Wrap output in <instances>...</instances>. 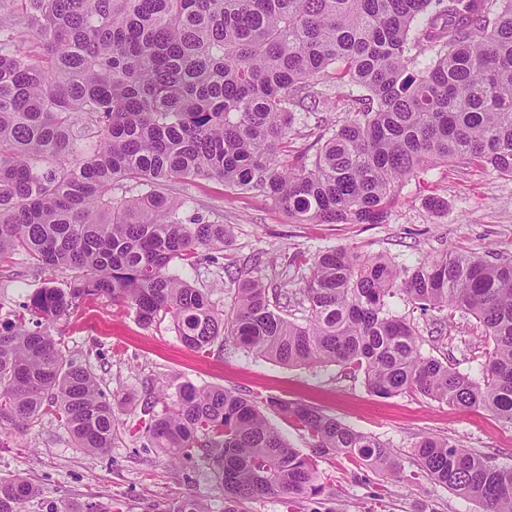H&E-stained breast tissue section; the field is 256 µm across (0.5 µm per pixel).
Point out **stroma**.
<instances>
[{
  "label": "stroma",
  "instance_id": "35a3bbf8",
  "mask_svg": "<svg viewBox=\"0 0 512 512\" xmlns=\"http://www.w3.org/2000/svg\"><path fill=\"white\" fill-rule=\"evenodd\" d=\"M315 118L297 112L287 152L279 160L295 163L314 156L347 116L341 93L324 87L312 105ZM192 211L231 228L221 264L186 269L195 287L208 291L218 308L229 309L234 292L229 274L242 270L268 286L295 290L310 270L306 258L343 247L362 256L381 255L401 268L445 251L485 259L512 258V176L451 163L409 177L385 222L380 224H293L263 196L242 194L224 183L192 181L171 185ZM447 201L429 210L428 197ZM67 277L51 269L34 270L24 255L0 261V320L13 317L26 297L44 286L65 287ZM395 308L419 329L423 353L450 360L461 372L479 373L491 348L481 325L460 312L435 330L439 311L421 312L398 299ZM68 359L87 365L110 394L117 437L111 450L94 454L77 448L54 414H44L23 431H0V478L23 476L38 489L25 512L69 506L77 512H152L158 501L193 493L221 512L224 495L205 468L177 467L138 438L133 411L145 385L176 388L185 382L224 387L269 401V423L302 453L310 448L302 431L278 413L277 402H301L386 444L401 466L396 482L358 467L342 455L318 461L322 492L285 507L280 497L263 496L251 512H482L421 472L415 447L426 436L512 464V424L484 409L462 411L412 391L387 398L373 395L361 372L341 365H283L233 342L199 355L178 336L170 316L151 325L107 298L83 300L58 324Z\"/></svg>",
  "mask_w": 512,
  "mask_h": 512
}]
</instances>
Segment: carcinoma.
Here are the masks:
<instances>
[{"label":"carcinoma","instance_id":"1","mask_svg":"<svg viewBox=\"0 0 512 512\" xmlns=\"http://www.w3.org/2000/svg\"><path fill=\"white\" fill-rule=\"evenodd\" d=\"M326 77L360 89L353 112L310 163L283 171L277 153ZM448 162L512 176V0H0V258L23 253L70 276L0 322V427L51 412L77 447L112 448L109 395L56 332L89 297L143 325L170 315L199 354L231 339L284 365L359 369L378 397L412 390L512 423V259L445 253L401 271L334 248L291 296L230 275L227 313L180 267L218 263L229 228L161 192L214 179L269 198L293 224H381L407 177ZM398 295L475 318L492 343L481 378L423 354L392 308ZM155 403L150 386L143 447L202 463L222 512L321 493L316 458L327 455L400 477L391 449L308 404L277 408L310 455L257 396L186 382L167 412ZM417 455L483 512H512L511 465L432 436ZM36 493L23 477L0 479V512H23ZM154 512L212 508L189 494ZM265 414L269 423L276 428L294 448H297L304 454L311 453L308 440L304 437L302 431L297 430L293 423L280 415L276 408L269 406L268 409L265 410Z\"/></svg>","mask_w":512,"mask_h":512}]
</instances>
